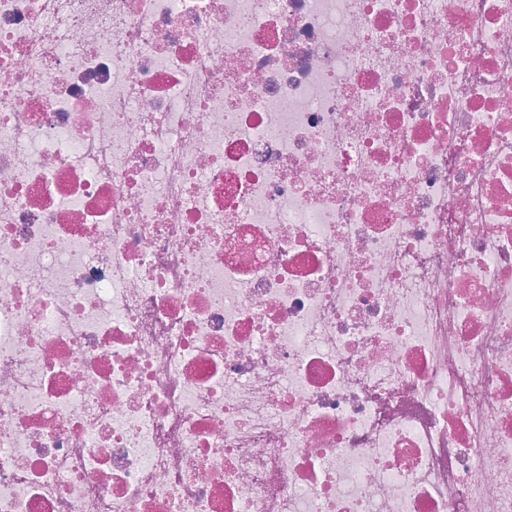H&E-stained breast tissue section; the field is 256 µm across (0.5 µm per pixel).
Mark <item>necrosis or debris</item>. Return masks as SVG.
Listing matches in <instances>:
<instances>
[{"instance_id": "1", "label": "necrosis or debris", "mask_w": 512, "mask_h": 512, "mask_svg": "<svg viewBox=\"0 0 512 512\" xmlns=\"http://www.w3.org/2000/svg\"><path fill=\"white\" fill-rule=\"evenodd\" d=\"M0 512H512V0H0Z\"/></svg>"}]
</instances>
